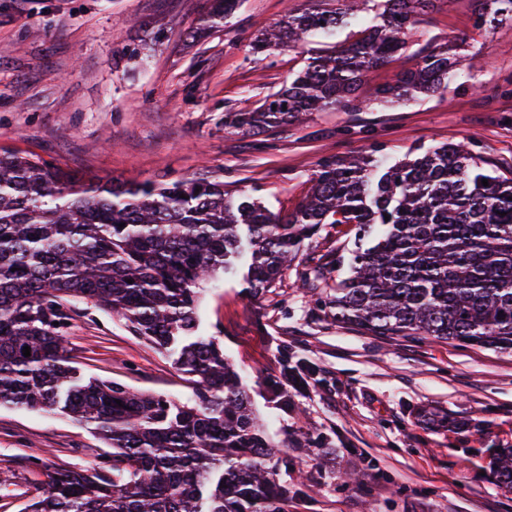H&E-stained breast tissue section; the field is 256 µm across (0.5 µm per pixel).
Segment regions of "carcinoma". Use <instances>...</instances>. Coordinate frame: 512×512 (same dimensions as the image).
<instances>
[{
	"label": "carcinoma",
	"mask_w": 512,
	"mask_h": 512,
	"mask_svg": "<svg viewBox=\"0 0 512 512\" xmlns=\"http://www.w3.org/2000/svg\"><path fill=\"white\" fill-rule=\"evenodd\" d=\"M362 2L285 14L253 40L254 61L333 35ZM435 2L383 0L359 38L310 58L259 108L224 113V127L257 136L347 106ZM239 4L210 0L202 22L222 24ZM485 5L482 21L512 20V0ZM459 63L433 49L373 92L382 101L435 92ZM323 224L351 225L367 241L336 281V321L374 336L512 353V172L462 144L390 166L370 155L326 162L287 215L228 196L218 176L102 184L0 148V405L58 410L109 448L89 469L47 474L22 512H287L288 482L268 467L282 449L259 424L221 341L196 335L200 284L243 257L249 294H262ZM73 301L120 315L148 345L176 354L192 396L81 376L66 349ZM494 465L499 485L512 489V448Z\"/></svg>",
	"instance_id": "1"
}]
</instances>
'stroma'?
<instances>
[{"instance_id": "35a3bbf8", "label": "stroma", "mask_w": 512, "mask_h": 512, "mask_svg": "<svg viewBox=\"0 0 512 512\" xmlns=\"http://www.w3.org/2000/svg\"><path fill=\"white\" fill-rule=\"evenodd\" d=\"M381 0L335 36H314L254 63L251 42L288 12L339 0H244L230 23L193 38L207 0H0V147L126 183L219 175L232 197L291 213L321 161L377 151L387 164L464 142L512 171V22L481 23L482 0H437L405 53L370 73L392 82L430 49L469 67L445 93L351 112L325 110L274 134L225 128L321 50L353 41ZM355 231L323 225L268 292L246 291L237 262L202 288L198 332L224 346L267 435L284 446L301 493L288 512H512L490 471L512 448V354L420 336H374L329 307ZM326 265L325 278H308ZM69 351L80 373L184 400L169 353L112 314L71 306ZM315 372L303 390L287 367ZM102 442L72 418L0 406V512H20L47 467L86 469ZM358 466L357 487L339 471Z\"/></svg>"}]
</instances>
